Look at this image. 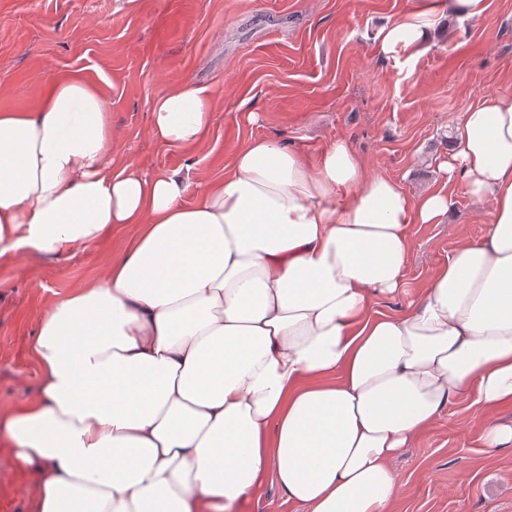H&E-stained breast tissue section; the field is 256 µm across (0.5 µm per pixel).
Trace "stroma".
I'll return each mask as SVG.
<instances>
[{"mask_svg": "<svg viewBox=\"0 0 512 512\" xmlns=\"http://www.w3.org/2000/svg\"><path fill=\"white\" fill-rule=\"evenodd\" d=\"M413 0H0V110H30L51 79L82 75L105 100L112 155L143 172H179L190 185L219 174L251 137L312 152L347 139L370 173L409 194L450 196L448 224L413 228L407 286L380 299L395 312L416 300L463 242L480 239L491 207L446 182L456 117L488 94L512 96V0H486L482 19L443 15L416 57L385 54L378 31ZM208 86L212 125L192 150L149 132L156 99ZM255 121H248V113ZM135 226L63 256L0 260V411L29 400L39 375L29 347L59 296L88 286ZM482 409L464 398L398 458L395 512H512V447L483 448ZM35 476L0 449V498L31 512Z\"/></svg>", "mask_w": 512, "mask_h": 512, "instance_id": "1", "label": "stroma"}]
</instances>
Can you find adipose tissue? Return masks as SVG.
Wrapping results in <instances>:
<instances>
[{
  "instance_id": "adipose-tissue-1",
  "label": "adipose tissue",
  "mask_w": 512,
  "mask_h": 512,
  "mask_svg": "<svg viewBox=\"0 0 512 512\" xmlns=\"http://www.w3.org/2000/svg\"><path fill=\"white\" fill-rule=\"evenodd\" d=\"M443 8L478 20L486 4L424 0L384 23L383 51L427 47ZM214 109L181 86L149 133L193 148ZM112 140L78 76L0 112V258L137 227L43 317L38 393L0 415L36 512H239L269 480L305 512H394L393 460L465 397L484 448L512 447L494 418L512 404V98L462 113L436 158L492 222L400 314L376 301L405 287L414 225L447 222L443 190L410 196L344 139L312 156L267 138L193 190L114 162Z\"/></svg>"
}]
</instances>
